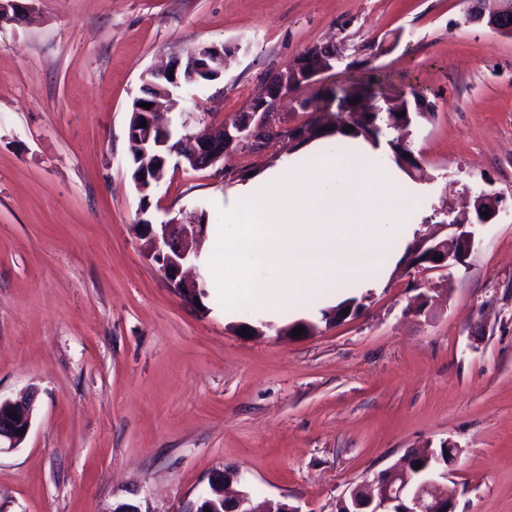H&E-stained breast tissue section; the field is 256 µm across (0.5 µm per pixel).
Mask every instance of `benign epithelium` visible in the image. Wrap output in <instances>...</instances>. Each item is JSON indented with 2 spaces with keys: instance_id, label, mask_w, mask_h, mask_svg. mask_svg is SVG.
Listing matches in <instances>:
<instances>
[{
  "instance_id": "1",
  "label": "benign epithelium",
  "mask_w": 512,
  "mask_h": 512,
  "mask_svg": "<svg viewBox=\"0 0 512 512\" xmlns=\"http://www.w3.org/2000/svg\"><path fill=\"white\" fill-rule=\"evenodd\" d=\"M31 6L27 0H0V24L16 21L27 15ZM468 21L481 23L501 37L512 38V0H493L488 9L477 6L468 15ZM193 56L198 59L195 69L184 72L180 68V59L175 58L166 65L151 73V79L145 85L152 86L158 81H169L173 90L169 91L168 99L172 100L175 91L199 82L200 76L210 71V59L213 56L224 55V46H201L192 50ZM325 62L309 54L303 56L296 63L289 65L285 70L278 72L271 82L269 89L262 96L253 99L243 111L244 119L235 126L208 125L201 134H185L181 140L193 141V146L186 149L182 145L169 147L173 132L167 130L159 121L154 119L157 112L164 110V106L156 104L146 109L137 108L132 113L128 135L131 143L144 146L152 140L167 148V152L160 154L152 166V171H143L134 177L136 189L148 193L164 178L168 158L178 153L179 163L187 168L200 169L212 167L217 173H222L219 167L224 159L226 147L232 146L241 139L260 141L269 133L265 125L267 113L273 111L277 102L285 96H293L299 105H304V97L296 91L288 90V73L303 70L301 87L305 88L315 82V78L324 72ZM147 121V127H141V121ZM473 205L478 208H487L490 218H496L501 212V199L494 193L483 192L475 196ZM143 234L147 235L151 257L159 264L166 280L174 292L183 301L193 304L195 299L201 297V287L197 281H188L183 275V267L193 256H198L203 243L207 222L199 221L195 224H181L172 218L163 224H153L148 220L140 224ZM453 228L459 233L453 240L444 239L431 246L422 263L435 270H446L460 264L475 247V234L466 230V225L455 224ZM34 395L26 394L19 400L0 398V453L18 448L25 440L31 427ZM447 449L446 459L443 461L445 471L436 475L432 472L412 473L409 468L410 458L396 466H391L375 474L373 478H366L349 487L342 496L343 501L351 504L347 512H455L456 503L442 479L448 476L454 466L460 449L441 443ZM225 476L218 475L209 481L208 490L201 494L194 502H190L181 512H206L201 504L207 503L214 493L224 496V512H258L252 506L248 491L242 490L228 497L224 495Z\"/></svg>"
}]
</instances>
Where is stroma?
Instances as JSON below:
<instances>
[{
	"label": "stroma",
	"mask_w": 512,
	"mask_h": 512,
	"mask_svg": "<svg viewBox=\"0 0 512 512\" xmlns=\"http://www.w3.org/2000/svg\"><path fill=\"white\" fill-rule=\"evenodd\" d=\"M0 26V396L36 392L30 431L0 454V512H181L238 471L253 503L336 512L354 483L409 450L458 447L456 512H512V38L467 20L469 0H31ZM371 43L370 68L418 76L434 105L411 148L425 207L456 216L480 191L503 211L463 264L395 260L358 314L270 318L180 300L139 220L207 219L224 195L315 161L288 139L169 163L142 202L128 126L142 78L204 44L235 54L180 92L173 128L232 123L307 49ZM430 302L411 307L419 291ZM309 322L312 333L283 335ZM257 327L243 336L240 326Z\"/></svg>",
	"instance_id": "stroma-1"
}]
</instances>
